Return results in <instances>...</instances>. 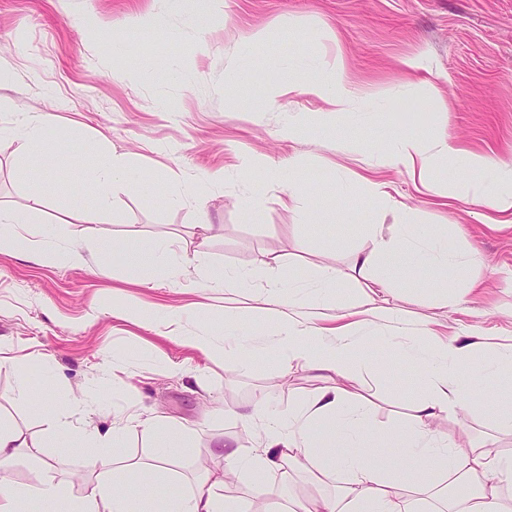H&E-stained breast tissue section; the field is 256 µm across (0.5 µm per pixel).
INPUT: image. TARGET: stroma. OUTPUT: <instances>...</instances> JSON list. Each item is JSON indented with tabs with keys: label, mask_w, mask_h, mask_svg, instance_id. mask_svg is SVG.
<instances>
[{
	"label": "stroma",
	"mask_w": 512,
	"mask_h": 512,
	"mask_svg": "<svg viewBox=\"0 0 512 512\" xmlns=\"http://www.w3.org/2000/svg\"><path fill=\"white\" fill-rule=\"evenodd\" d=\"M145 16L156 20L154 29H136ZM256 29L266 32L258 45L249 40ZM329 31L367 99L327 118L305 95L270 101V83L320 80L311 60L326 50L321 35ZM116 36L128 39V56L114 55ZM263 56L282 58V69L269 78L257 72ZM410 59L422 60L424 69L407 67ZM431 87L447 111L429 101ZM246 106L255 108L253 120H243ZM19 107L56 115L53 137L67 142L51 154L59 181L42 213L62 245L81 243L83 211L94 200L89 171L79 162L83 153L126 154L135 172L99 226L111 249L93 270L0 253V340L43 357L20 372L0 369V418L25 433H40L43 400L37 393L19 400L18 381L49 370L60 392L90 399L91 425L107 427L131 408L197 427L195 447L170 465L174 490L185 489L208 460L209 442L233 435L252 447L240 424L212 413V406L260 402L267 416L281 417L321 387L314 372L300 364L285 372L271 359L256 365L205 356L167 339L163 321L143 327L117 309L127 302L161 308L193 302L199 310L184 322L186 332L220 334L224 301L233 298L240 334L252 347H269L271 330L256 323L253 311L266 277L305 280L328 264L346 287H364L350 268V252L367 246L369 225L393 222L390 211L361 198L359 178L372 169L396 201L415 210L418 224L447 232L482 260L474 270L479 288L458 291L455 305L437 306L430 283L411 280L397 285L394 305L420 330L451 338L478 331L512 343V225L485 223L479 205L447 203L416 187L406 170L382 166L377 150L390 136L431 144L446 137L495 164L488 172L437 164L436 185L490 184L496 167H512V0H228L213 8L203 33L169 13L166 0H0V205L14 208L25 206L30 193L9 132ZM291 120L300 130L288 140L280 130ZM244 153L263 155L275 168L253 180L267 199L257 212L243 205ZM215 168L223 169L224 183L206 185L200 204H176V196ZM290 185L311 200L304 213L276 204ZM204 221L221 231L192 256L179 284L160 276L129 281L125 250L142 238L195 240ZM272 255L280 266H263ZM214 271L250 280L241 288L207 287ZM406 343L400 334L368 331L367 348L388 366L384 374L359 376L353 390L384 424H403L409 414L407 399L396 393ZM91 454L60 438L46 451L47 465L20 464L11 476L20 483L66 482L74 502L86 490L79 476Z\"/></svg>",
	"instance_id": "obj_1"
}]
</instances>
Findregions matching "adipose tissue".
<instances>
[{
	"label": "adipose tissue",
	"instance_id": "1",
	"mask_svg": "<svg viewBox=\"0 0 512 512\" xmlns=\"http://www.w3.org/2000/svg\"><path fill=\"white\" fill-rule=\"evenodd\" d=\"M319 68L325 81L307 87L293 80L277 82L270 87L271 99L302 92L320 101L323 114L349 111L358 96L356 83L334 56L323 55ZM50 122L45 112H17L11 132L22 156L35 154ZM437 156L469 170L483 171L491 165L487 156L460 150L450 140L432 151L416 136L388 138L383 161L404 168L427 188ZM28 173L33 187L27 206H0V250L21 256L34 253L47 265L89 266L91 249L103 244L99 218L110 210L112 195L127 184L129 160L115 153L94 165L100 194L86 218L83 248L58 247L46 239L37 220L43 198L54 187L49 158H40ZM439 194L471 199L512 223L511 167L499 169L494 188L448 184ZM173 251V241H143L126 252L125 264L142 277L164 271L174 282L181 270L168 263ZM477 263L475 254L460 253L447 237L414 223L407 206L401 205L390 234L373 231L367 248L352 256L353 270L369 276L372 290L334 300L330 292L340 282L330 265L321 266L311 283L309 296L329 309H352L353 321L331 328L299 319L288 308L306 295L288 291L283 280H267L263 305L256 313L275 328V359L284 368L307 365L333 383L284 418H265L257 407L232 411V418L246 431L260 435V444L246 450L237 439L224 440L222 463L202 469L192 488L175 494L162 493L161 488L170 460L188 445L190 428L163 414L145 418L134 412L103 431L82 422L85 398L58 400L55 378L33 385L19 382V398L34 390L43 397L42 430L28 438L16 427L0 423V512H40L43 505L66 498L63 484L51 480L20 484L10 476L17 463L38 458L47 438L57 434L76 435L80 447L95 451L92 480L74 512H245L240 501L222 493L227 479L242 471L250 477L254 496L268 500L273 512H512V449L495 436L472 438L466 425L473 384L460 364L483 346L482 335L448 340L428 330L413 337L404 356L415 366L416 384L424 392L414 400L410 420L401 428L390 432L381 428L369 403L351 391L363 370H381L387 364L385 358L364 349L366 329L376 324L407 328L405 316L380 304L381 295L405 276L423 279L438 270L444 277L434 283L433 291L437 305L447 307L455 300L457 285L471 283ZM450 419L458 426L456 432L446 427ZM139 426L152 438V462L117 465L115 448L128 430Z\"/></svg>",
	"mask_w": 512,
	"mask_h": 512
}]
</instances>
